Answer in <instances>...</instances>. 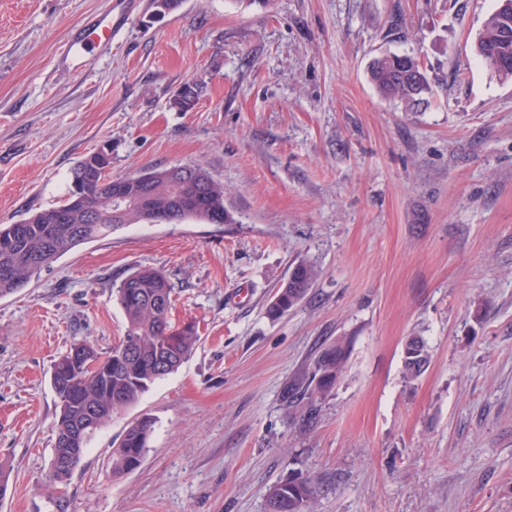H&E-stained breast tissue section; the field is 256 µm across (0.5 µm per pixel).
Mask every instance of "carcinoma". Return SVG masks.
Returning a JSON list of instances; mask_svg holds the SVG:
<instances>
[{
  "label": "carcinoma",
  "instance_id": "cac0c4a2",
  "mask_svg": "<svg viewBox=\"0 0 512 512\" xmlns=\"http://www.w3.org/2000/svg\"><path fill=\"white\" fill-rule=\"evenodd\" d=\"M501 24L499 15L492 14L477 41V53L487 66L495 55H512L511 42L504 45L490 40ZM407 62L422 71L420 60L414 56L385 55L373 64L371 81L383 96L413 107L423 102L429 85L424 75L418 81L398 79ZM200 94L199 87L188 95L179 94L173 99V106L187 112L194 108ZM111 164L98 154H87L71 170L67 194L59 205L35 212L18 224L0 225V298L24 287L37 270L75 247L106 237L125 223L138 222L133 208L127 210L123 224L112 218L106 222L99 220V215L110 209L102 184L112 179L107 171ZM144 174L154 184L155 204L169 211V223L208 224L217 212L224 213V223H234L233 215L224 207V184L214 180L204 168L190 166L189 179L196 198L189 205L177 200V187L156 177L155 170L148 169ZM78 196L83 197L85 204L73 203ZM317 275L314 266L297 264L267 307V315L276 318L293 308ZM113 297L124 312L126 330L111 351L103 355L89 344L78 343L54 362L51 384L59 413L52 468L67 466L74 471L87 441L97 429L113 413L132 405L151 384L178 370L198 342L193 325L171 324L168 314L174 290L162 272L143 268L128 275L114 289ZM350 347L347 338L336 339L314 360L311 371L294 377L285 390L288 406L298 409L307 402L305 415L312 417L310 404L314 403V395L330 390L340 380ZM404 348L405 375L414 380L428 366V347L422 337L412 336L405 341ZM93 360L103 362L107 369L87 368L86 363ZM152 429L153 421L148 417L128 425L112 449V474L121 475L140 465ZM316 495V487L307 481L277 483L270 488L267 512H308Z\"/></svg>",
  "mask_w": 512,
  "mask_h": 512
}]
</instances>
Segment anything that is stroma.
<instances>
[{
	"label": "stroma",
	"instance_id": "1",
	"mask_svg": "<svg viewBox=\"0 0 512 512\" xmlns=\"http://www.w3.org/2000/svg\"><path fill=\"white\" fill-rule=\"evenodd\" d=\"M109 6L0 0V224L58 205L105 144L115 177L204 167L235 221L131 224L0 298V512H266L288 480L318 487L313 512H512V78L476 52L499 0H136L111 50L63 60ZM386 54L420 60L418 109L371 82ZM190 81L206 91L182 112ZM300 262L316 281L268 318ZM142 268L197 346L46 489L52 365L118 343L112 290ZM411 336L431 354L412 381ZM339 337L346 370L308 422L284 390ZM142 416L145 457L113 475ZM153 421L142 417L131 422L112 449V473L121 475L137 468L148 448Z\"/></svg>",
	"mask_w": 512,
	"mask_h": 512
}]
</instances>
